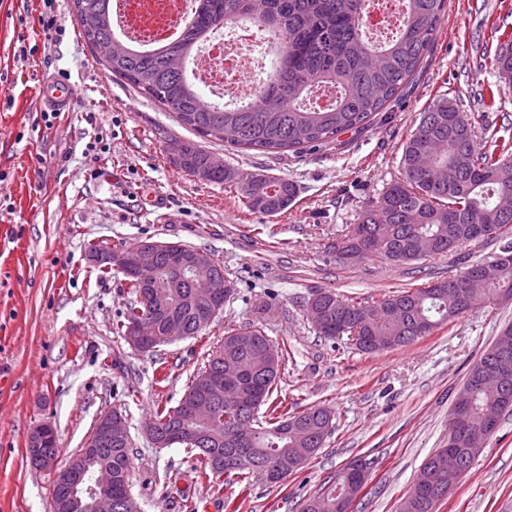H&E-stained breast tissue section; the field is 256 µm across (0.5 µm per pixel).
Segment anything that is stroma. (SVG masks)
I'll return each mask as SVG.
<instances>
[{
    "mask_svg": "<svg viewBox=\"0 0 512 512\" xmlns=\"http://www.w3.org/2000/svg\"><path fill=\"white\" fill-rule=\"evenodd\" d=\"M40 0H0V512H48L52 477L27 458V436L49 422L59 461L87 441L98 417L122 412L133 444L131 492L141 512H299L344 464L369 474L356 512H397L423 461L448 442V412L471 365L512 324L495 304L441 325L405 347L365 354L321 338L306 316L312 291L381 296L459 274L497 252L471 244L417 262L373 256L337 261L328 245L356 224L362 206L400 175L402 147L438 96L474 111L472 93L496 83L477 59L491 27L512 32V0H447L438 36L416 74L362 131L295 153L204 148L244 175L285 177L297 188L287 213L250 215L234 192L196 180L171 162L175 143L194 139L173 112L112 75L75 35L72 0H58L64 34L47 40ZM24 59H16L20 46ZM68 76L72 111L44 124L40 79ZM102 138L103 149L86 146ZM180 242L210 253L234 283L204 335L151 355L114 332L129 301L124 274L104 275L88 244ZM271 306L266 333L288 355L278 393L304 409H331L334 428L297 474L248 488L199 478L179 445L159 449L145 426L155 404L177 406L224 331ZM438 512H512V414Z\"/></svg>",
    "mask_w": 512,
    "mask_h": 512,
    "instance_id": "1",
    "label": "stroma"
}]
</instances>
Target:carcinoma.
<instances>
[{
    "label": "carcinoma",
    "instance_id": "cac0c4a2",
    "mask_svg": "<svg viewBox=\"0 0 512 512\" xmlns=\"http://www.w3.org/2000/svg\"><path fill=\"white\" fill-rule=\"evenodd\" d=\"M78 21H97L80 33L90 46L100 41L112 43V54L104 59L106 69L124 79L140 94L158 102L176 115L180 124L199 137L214 139L230 147L277 152H299L335 140L348 130H362L374 115L417 71L424 53L434 43L446 0H405V13L391 40L372 43L364 34L363 19L368 0H195V13L173 40L157 48L138 50L116 37L112 27V0H73ZM245 21L260 29L276 49L273 67L259 82L257 97L241 106H224L207 100L186 73L185 64L194 49L229 21ZM495 50L479 56L480 65L493 70L498 83L475 101L484 110L495 106L505 91L512 90V54L500 43ZM322 82L336 86L334 104L321 107L309 103L312 87ZM180 169L192 174L208 166L209 152L193 141L180 143ZM401 177L389 183L379 197L364 205L352 231L336 239V246L358 249L366 256L383 255L395 262L422 259L417 241L433 245L428 256H446L477 242L499 244L491 260L512 254V218L504 219L494 201L512 191V138L498 136L486 113L465 112L445 96L419 113L399 161ZM210 182L238 187L240 200L253 214L272 217L285 212L296 197V186L286 178L253 182L244 187L237 172L224 167L212 172ZM473 225L482 226L478 236L469 234ZM468 272L443 281L445 291L432 286L407 288L379 298L341 297L331 290H318L322 318L315 326L327 339L348 338L363 353L379 349L364 342L365 336H388L397 346H406L440 325L463 314L477 312L497 302L503 293L512 294V260L503 264L499 275L482 292L473 294L460 306L448 296V289L464 281ZM130 305L115 333L126 336L131 319L146 315L140 296L144 293L163 299L180 336L202 335L208 324L205 312L212 303L223 305L220 295L213 300L199 298L194 288L183 283L167 288L159 281L155 290L141 287L128 277ZM154 330L151 353L168 341L166 320L148 316ZM254 343L242 349L234 344L237 329L231 328L224 342L209 354L203 368L190 380L191 391L207 373L224 376V366L241 364L244 377L255 391L248 412L239 416L224 406V396L214 395L215 412L208 421L191 417L182 396L177 406H157L155 423L163 431L186 438L182 446L194 454L203 476L216 474L230 483L262 478L264 466H279L285 476L294 457L306 454L313 459L326 437L321 432L323 418L332 416L324 407L283 410V402L273 398L278 389L282 359L270 365L265 346L273 343L262 323L250 325ZM478 364L469 369L453 403L466 406L472 428L482 426L489 414L499 417L512 411L497 393L474 382ZM266 407L264 419L258 411ZM252 428L247 443H238L234 433L243 421ZM132 440H114L94 449L91 466H112V512H123V497L131 491ZM434 468L436 483L448 487V454L438 448L425 460ZM364 465L353 460L302 504L301 512H354ZM422 506L421 495L407 493L398 512H437Z\"/></svg>",
    "mask_w": 512,
    "mask_h": 512
}]
</instances>
